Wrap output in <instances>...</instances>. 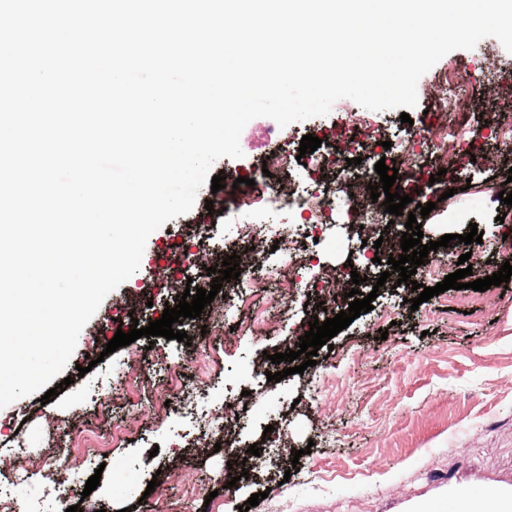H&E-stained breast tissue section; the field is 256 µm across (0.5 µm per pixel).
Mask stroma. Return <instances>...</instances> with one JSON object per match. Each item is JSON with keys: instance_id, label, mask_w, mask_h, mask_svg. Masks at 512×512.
I'll list each match as a JSON object with an SVG mask.
<instances>
[{"instance_id": "1", "label": "stroma", "mask_w": 512, "mask_h": 512, "mask_svg": "<svg viewBox=\"0 0 512 512\" xmlns=\"http://www.w3.org/2000/svg\"><path fill=\"white\" fill-rule=\"evenodd\" d=\"M512 72V53L493 37L471 50L441 58L417 85L418 105L409 122L400 110L376 111L372 129L381 141L396 142L410 130L427 128L434 103L448 94L449 82L475 76L471 109L459 116L466 125H492L499 109L512 101V85L500 83ZM331 110L279 127L268 117L251 120L240 135V158H222L215 170L226 179L220 191L203 185L190 212L167 221L148 238L139 270L112 291L80 333L76 348L55 383L70 379L65 391L42 403L33 394L0 408V476L13 512H239L251 494H260L249 512H410L424 499H449L471 487L512 492V286L479 292L450 289L411 310L404 288L380 289L370 312L360 315L321 347L316 363L280 382L270 357L298 350L297 330L311 320L305 303L314 273L292 276L282 251H264L256 274L270 289L287 296L277 324L265 335L237 329L257 310L241 306L239 288L221 291L222 331H215L212 307L184 319L189 340L139 338L104 354L102 331L115 308L132 313L124 330L148 326L155 310L178 305L187 286L210 287L208 276L189 269L187 278L161 282L150 260L161 246L178 261L174 247L199 242L206 266H221L224 246L241 224H263L269 236L295 238L302 227L287 212L255 213L241 208L246 182L262 178L267 156L289 151L288 183L304 188L310 179L296 153L302 136H320L343 124ZM479 168L467 174L443 171L438 154L425 153L422 165L441 171L427 190V201L448 194L447 206L422 226L424 241L470 228L481 243H455L446 264L424 276L432 287L457 269L469 254L473 278L499 265L504 251L498 216L512 220V206L498 195L512 175V151L498 142L482 147ZM221 199L206 213L205 201ZM363 235L336 220L306 239L313 261L328 271L348 267L360 252ZM387 339H379V330ZM167 401L159 413V401ZM236 416L224 417L225 405ZM240 449L265 450L251 481L224 485L225 452L220 442ZM25 447V456L16 448ZM77 458V468L62 473L47 465L56 450ZM298 458L285 472L279 458ZM101 471L100 484L84 494L85 483Z\"/></svg>"}]
</instances>
